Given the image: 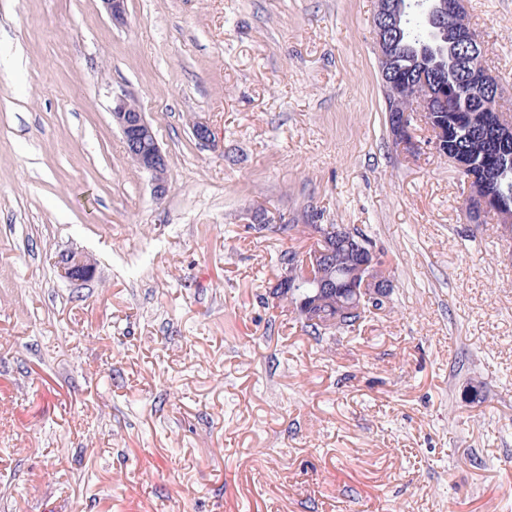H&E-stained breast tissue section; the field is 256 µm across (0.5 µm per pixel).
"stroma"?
Masks as SVG:
<instances>
[{"instance_id": "stroma-1", "label": "stroma", "mask_w": 512, "mask_h": 512, "mask_svg": "<svg viewBox=\"0 0 512 512\" xmlns=\"http://www.w3.org/2000/svg\"><path fill=\"white\" fill-rule=\"evenodd\" d=\"M375 8L0 0V512H512V243L396 150ZM466 11L512 98V0ZM316 224L386 261L359 335L272 293ZM112 122L122 133L131 160L151 178L153 194L161 198L167 191V159L151 124L134 102L125 96L112 101ZM59 273L68 281H83L92 275L93 263L83 253L70 251L61 255Z\"/></svg>"}]
</instances>
